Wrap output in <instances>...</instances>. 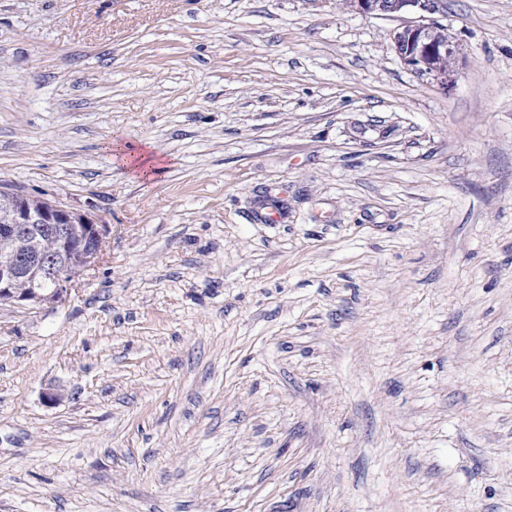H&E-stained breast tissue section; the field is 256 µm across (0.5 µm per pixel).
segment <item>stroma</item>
I'll return each mask as SVG.
<instances>
[{
  "mask_svg": "<svg viewBox=\"0 0 512 512\" xmlns=\"http://www.w3.org/2000/svg\"><path fill=\"white\" fill-rule=\"evenodd\" d=\"M432 19L446 90L344 0H0V190L110 228L0 305V512H512V0ZM154 151L149 144H144L143 147L139 145L138 148L128 144L114 145L115 158L124 164L131 177L139 180L155 179V174L159 173Z\"/></svg>",
  "mask_w": 512,
  "mask_h": 512,
  "instance_id": "1",
  "label": "stroma"
}]
</instances>
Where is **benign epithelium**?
I'll return each mask as SVG.
<instances>
[{
	"label": "benign epithelium",
	"mask_w": 512,
	"mask_h": 512,
	"mask_svg": "<svg viewBox=\"0 0 512 512\" xmlns=\"http://www.w3.org/2000/svg\"><path fill=\"white\" fill-rule=\"evenodd\" d=\"M440 0H349L350 8L363 14L381 15L400 20L393 32L394 47L406 66L422 79L443 89L454 83L462 46L457 38L438 36L439 27L426 22V16L439 10ZM448 61L441 70L439 60ZM49 232L57 238L60 256L43 259L33 253H7L0 259V304L26 305L33 308L62 301L69 287L99 260L91 242L106 238L108 225L88 213L74 210L60 202H51L38 211L17 207L11 211L0 233L6 239L32 237ZM85 253V263L67 274L60 266L73 250ZM30 282L24 291L14 288L20 277Z\"/></svg>",
	"instance_id": "7a95c632"
}]
</instances>
